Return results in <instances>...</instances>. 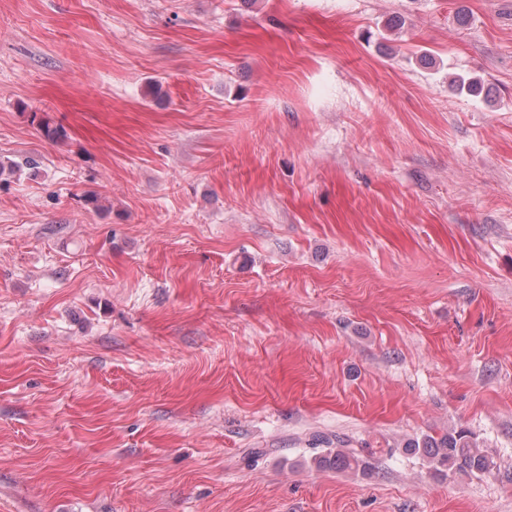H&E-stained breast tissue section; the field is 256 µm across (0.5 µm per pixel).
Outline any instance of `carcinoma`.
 I'll use <instances>...</instances> for the list:
<instances>
[{
  "label": "carcinoma",
  "mask_w": 512,
  "mask_h": 512,
  "mask_svg": "<svg viewBox=\"0 0 512 512\" xmlns=\"http://www.w3.org/2000/svg\"><path fill=\"white\" fill-rule=\"evenodd\" d=\"M408 451L430 464L448 469L451 474L485 476L497 467L491 452L471 432L462 428L439 438L426 436L411 443ZM314 463L319 468L348 471L364 467L366 461L360 448L336 447L316 456Z\"/></svg>",
  "instance_id": "1"
}]
</instances>
